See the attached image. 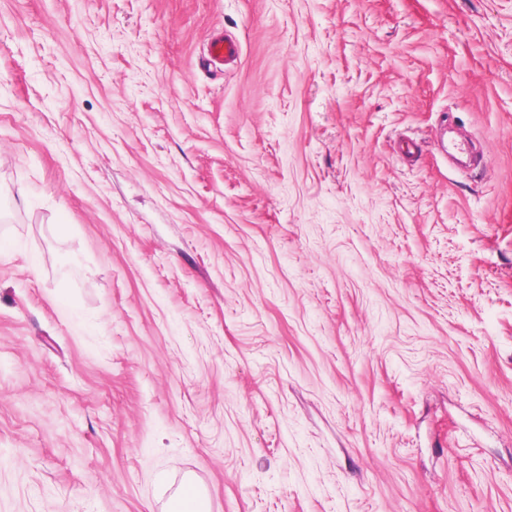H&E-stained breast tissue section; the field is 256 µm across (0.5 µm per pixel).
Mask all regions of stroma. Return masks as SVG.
Here are the masks:
<instances>
[{"label": "stroma", "instance_id": "35a3bbf8", "mask_svg": "<svg viewBox=\"0 0 512 512\" xmlns=\"http://www.w3.org/2000/svg\"><path fill=\"white\" fill-rule=\"evenodd\" d=\"M187 475L512 512V0H0V512ZM240 54L239 45L231 39L215 37L211 39L206 49V61L210 64H224L232 62Z\"/></svg>", "mask_w": 512, "mask_h": 512}]
</instances>
